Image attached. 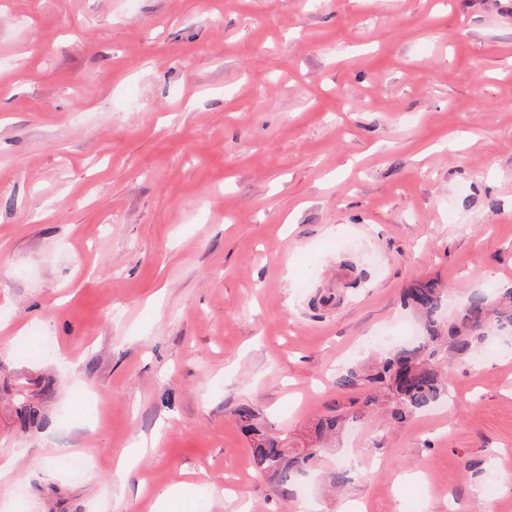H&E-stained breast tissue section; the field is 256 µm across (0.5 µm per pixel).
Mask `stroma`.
Returning a JSON list of instances; mask_svg holds the SVG:
<instances>
[{
	"mask_svg": "<svg viewBox=\"0 0 512 512\" xmlns=\"http://www.w3.org/2000/svg\"><path fill=\"white\" fill-rule=\"evenodd\" d=\"M417 278L512 286V0H0V512H512V337L335 385ZM244 405L354 420L285 493ZM442 297V288L437 283L422 280L414 281L402 294L404 305L426 318L429 341L423 348L425 352L400 350L370 364H357L336 378V387H380L397 424L405 423L447 396L448 380L439 366V350L435 348L443 336H438L433 318Z\"/></svg>",
	"mask_w": 512,
	"mask_h": 512,
	"instance_id": "1",
	"label": "stroma"
}]
</instances>
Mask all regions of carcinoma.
<instances>
[{
  "mask_svg": "<svg viewBox=\"0 0 512 512\" xmlns=\"http://www.w3.org/2000/svg\"><path fill=\"white\" fill-rule=\"evenodd\" d=\"M443 297L442 289L433 281H414L402 294L404 305L425 316L429 337L424 350H400L388 353L379 360L357 364L336 378L339 388L380 387L391 407L395 423L403 424L411 416L422 412L445 396L448 380L439 366L442 342L434 322V314ZM512 333V288L491 294L474 291L448 321V352L457 357H468L475 352L477 343L488 334ZM23 425L39 428L45 416L39 404L24 401L18 409ZM238 417L251 435L252 467L272 479L286 490L307 473L318 453L316 448H291L288 438L270 435L255 423V413L248 407L238 409ZM344 419L327 416L314 427L317 439L333 436L341 431Z\"/></svg>",
  "mask_w": 512,
  "mask_h": 512,
  "instance_id": "cac0c4a2",
  "label": "carcinoma"
}]
</instances>
